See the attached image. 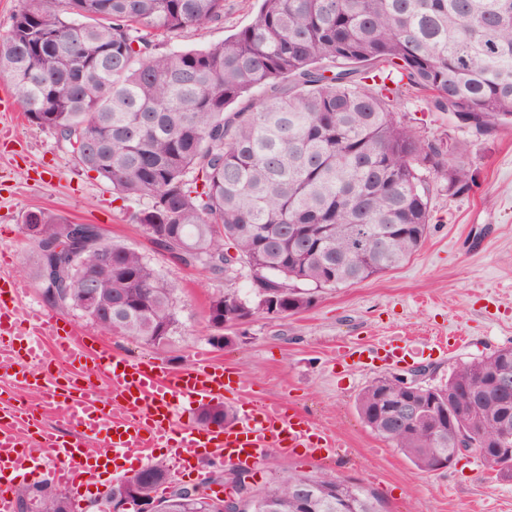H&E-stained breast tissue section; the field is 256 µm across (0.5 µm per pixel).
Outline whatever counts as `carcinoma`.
Here are the masks:
<instances>
[{"instance_id":"1","label":"carcinoma","mask_w":512,"mask_h":512,"mask_svg":"<svg viewBox=\"0 0 512 512\" xmlns=\"http://www.w3.org/2000/svg\"><path fill=\"white\" fill-rule=\"evenodd\" d=\"M226 0H25L0 38V78L28 120L54 131L76 165L138 204L136 224H162V251L217 279L248 269L254 297L214 291V321L312 306L399 266L424 243L429 180L461 195L474 186L452 144L424 140L399 116L411 90L453 127L485 135L512 126V0H261L251 24L201 48L163 51L173 35L224 18ZM42 225L35 277L52 307L92 274L112 293L115 334L158 351L179 322L173 288L136 249L95 224L85 248H59L69 222L30 211ZM235 256L229 257V249ZM512 347L458 364L437 386L408 390L385 375L358 395L362 421L419 471L448 467L468 445L485 468L512 480ZM415 400L425 413L402 416ZM201 420L234 414L217 403ZM135 491L173 501V512H225L217 493ZM314 487L303 506L300 485ZM40 512L63 491L40 485ZM246 494L250 512H384L382 499L333 472L284 471Z\"/></svg>"}]
</instances>
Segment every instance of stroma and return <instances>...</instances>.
I'll use <instances>...</instances> for the list:
<instances>
[{
    "label": "stroma",
    "instance_id": "35a3bbf8",
    "mask_svg": "<svg viewBox=\"0 0 512 512\" xmlns=\"http://www.w3.org/2000/svg\"><path fill=\"white\" fill-rule=\"evenodd\" d=\"M255 0H227L224 20L182 33L174 48H200L251 23ZM0 79V127L15 141L0 152V275L19 288L22 308L75 326L94 346L118 357L188 367L196 351L245 380L229 400L235 414L263 399L306 415L341 449L337 458L310 460L271 451L254 468V483L285 470H331L383 494L388 512H512V482L495 478L476 455L458 457L445 469L420 472L360 419L355 402L374 377L425 367L426 384L444 383L453 368L494 349L512 346V127L477 138L459 131L454 159L474 180L464 195H449L437 182L431 193V223L423 246L387 273L335 291L318 292L304 311L278 318L258 315L229 325V346L209 341L208 298L215 289L240 294L252 289L249 274L227 282L174 263L133 223L112 185L96 172L76 167L65 145L47 128L30 123ZM402 112L418 135H450L448 119L428 111L424 97L410 93ZM43 210L75 224L98 225L103 234L139 250L176 288L180 323L168 348L114 336L73 309H56L43 298L33 275V248L24 233L27 212ZM465 338L455 347L456 338ZM398 345L394 362L354 363L355 351L380 343Z\"/></svg>",
    "mask_w": 512,
    "mask_h": 512
}]
</instances>
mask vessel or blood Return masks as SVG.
Masks as SVG:
<instances>
[{"instance_id":"b4317fda","label":"vessel or blood","mask_w":512,"mask_h":512,"mask_svg":"<svg viewBox=\"0 0 512 512\" xmlns=\"http://www.w3.org/2000/svg\"><path fill=\"white\" fill-rule=\"evenodd\" d=\"M17 294H0V367L21 364L29 391L45 396L53 412L67 424L64 433L41 430L43 415L22 401L0 414V512H14L15 491L6 475L19 473L48 478L79 491L97 485L109 464L152 457L155 449L173 454L182 473L196 471L201 457L231 460L241 465L260 462L271 449L326 459L333 442L301 413L257 401L235 423L216 428L181 425L180 409L202 401H223L240 392L236 372L195 359L191 368L175 371L156 362L130 361L111 350H93L88 337L70 325H47L28 319L17 307ZM50 329L55 350L46 349L40 335ZM64 356L69 373L56 369ZM93 364L95 376L82 372ZM107 378L111 399H104L100 378ZM97 453H89L88 442Z\"/></svg>"}]
</instances>
